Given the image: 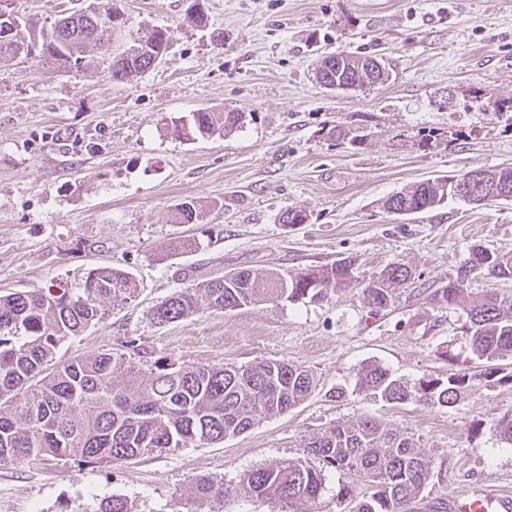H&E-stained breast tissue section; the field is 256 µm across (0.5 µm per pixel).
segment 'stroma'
<instances>
[{"label":"stroma","mask_w":512,"mask_h":512,"mask_svg":"<svg viewBox=\"0 0 512 512\" xmlns=\"http://www.w3.org/2000/svg\"><path fill=\"white\" fill-rule=\"evenodd\" d=\"M191 0H7L48 27L90 5L116 8L119 53L150 29L171 49L155 69L113 81L107 58L61 72L35 59L0 64V291H34L86 269L132 272L138 296L63 342L55 359L120 351L132 336L155 354L248 365L285 359L318 387L285 415L201 448L141 456L123 466L63 460L0 465V512H84L121 495L141 512H168L206 475L235 484L250 468L301 453L308 435L371 415L408 428L443 468L414 512H446L457 496L492 485L512 492V446L494 422L512 412V383L484 387L455 406L389 405L358 396L356 374L377 363L406 380L474 366L458 311L436 289L476 246L512 251V204L451 200L400 216L385 198L438 174L512 163V124L473 106L482 86L512 97V0H202L205 22L185 20ZM376 51L389 82L336 93L314 78L320 49ZM200 108L246 113L226 136L186 140L175 118ZM372 119L362 148L321 126ZM459 140L419 150L422 128ZM195 199L204 217L172 224L168 210ZM305 210L303 224L279 223ZM209 238L204 250L162 261L169 241ZM343 257L358 283L320 304H262L157 326L150 307L173 292L240 268L294 270ZM390 262L413 271L395 302L373 313L363 283ZM451 346L456 358L440 351ZM343 397H330L333 389Z\"/></svg>","instance_id":"35a3bbf8"}]
</instances>
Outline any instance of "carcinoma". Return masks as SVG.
I'll list each match as a JSON object with an SVG mask.
<instances>
[{"label":"carcinoma","mask_w":512,"mask_h":512,"mask_svg":"<svg viewBox=\"0 0 512 512\" xmlns=\"http://www.w3.org/2000/svg\"><path fill=\"white\" fill-rule=\"evenodd\" d=\"M112 8L86 7L61 15L47 31L36 22L0 10V63L33 56L59 69L81 67L87 54L104 47L103 32L117 26ZM170 48L165 32L155 30L112 58L110 77L124 81L155 68ZM326 66L319 57L315 78L327 88L383 84L392 77L390 64L367 52L337 51ZM477 107L512 121V98H498L482 87L472 90ZM244 124L241 113L198 109L188 122H172L187 139L228 135ZM319 132L359 148L371 136L370 126H322ZM417 144L428 150L459 139L456 131L422 128ZM496 195L473 186L468 202L512 201V166L491 169ZM453 175H442L403 187L383 203L390 211L402 205L414 214L430 212L453 195ZM202 212L193 199L170 206L169 222L194 224ZM206 247L200 238L171 242L161 261ZM355 261L338 259L295 272L240 269L173 292L150 310V320L164 326L207 310L235 311L266 303H319L355 281ZM486 274L512 280V252L478 246L471 250L448 284L437 289L436 303L464 314L463 329L476 369H460L445 379L425 375L413 383L379 364L363 367L355 391L387 404L424 402L452 407L481 388L512 381L497 361L512 358V292L484 290L470 295L467 285ZM412 271L389 263L363 288L365 303L377 312L388 308L395 290ZM138 282L128 271L100 266L70 283L46 290L0 293V464L73 458L81 465L120 466L154 452L210 445L242 434L263 419L284 415L303 404L318 382L315 374L285 360L250 365L195 364L155 357L138 339L121 342L120 353L103 352L51 364L58 345L106 319L112 304L136 297ZM500 440L512 446V413L496 421ZM303 455L248 470L232 488L200 478L188 497L170 502V512H224V500L244 496L279 506L280 512H332L336 500L352 504L351 512H412V503L433 485L434 460L415 435L365 415L338 423L304 439ZM337 485L328 486V474ZM92 512H140L129 498L112 496Z\"/></svg>","instance_id":"1"}]
</instances>
